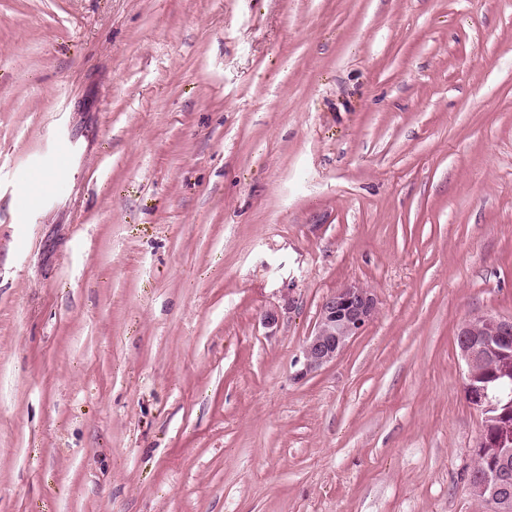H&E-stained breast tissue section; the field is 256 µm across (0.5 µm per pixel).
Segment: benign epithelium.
Masks as SVG:
<instances>
[{
	"mask_svg": "<svg viewBox=\"0 0 512 512\" xmlns=\"http://www.w3.org/2000/svg\"><path fill=\"white\" fill-rule=\"evenodd\" d=\"M377 311L372 290L361 282L345 284L322 303L316 324L302 348L299 375L315 372L336 360L349 342L362 334ZM512 336V317L480 313L458 331V347L465 362V391L470 404L482 416L474 454L486 465L478 473L474 495L494 506L496 512H512V439L489 430L488 420L499 421L500 398L476 381L474 369L505 353L504 341Z\"/></svg>",
	"mask_w": 512,
	"mask_h": 512,
	"instance_id": "benign-epithelium-1",
	"label": "benign epithelium"
}]
</instances>
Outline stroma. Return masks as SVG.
<instances>
[{"label":"stroma","mask_w":512,"mask_h":512,"mask_svg":"<svg viewBox=\"0 0 512 512\" xmlns=\"http://www.w3.org/2000/svg\"><path fill=\"white\" fill-rule=\"evenodd\" d=\"M482 312L512 0H0V512H489ZM377 300L361 282L345 284L322 303L316 324L302 348L300 376L336 360L349 342L360 336L373 320Z\"/></svg>","instance_id":"35a3bbf8"}]
</instances>
